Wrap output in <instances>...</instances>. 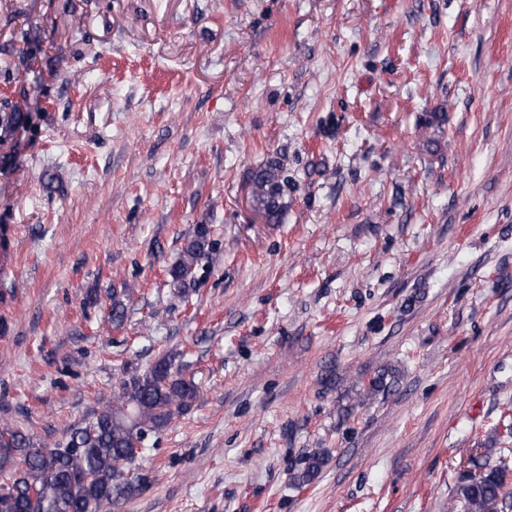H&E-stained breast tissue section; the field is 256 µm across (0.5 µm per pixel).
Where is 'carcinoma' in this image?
I'll use <instances>...</instances> for the list:
<instances>
[{
    "mask_svg": "<svg viewBox=\"0 0 512 512\" xmlns=\"http://www.w3.org/2000/svg\"><path fill=\"white\" fill-rule=\"evenodd\" d=\"M29 119L26 103L0 97V146L13 142ZM283 164L267 160L250 172L252 206L269 224L280 222L283 201ZM215 251L205 224L195 227L181 257L167 269L173 293L187 296L196 288L195 268ZM178 354L161 356L145 371L123 370L113 404L69 428L66 439L52 448L36 447L30 435L0 425V471H13L1 485L8 512H114L148 486V476L131 475L142 449L136 447L150 434L164 431L187 409L196 389L181 377ZM323 450L304 456L301 468L290 473L297 489L313 485L328 464ZM467 512H512V489L506 470L492 467L477 481L462 480L457 488Z\"/></svg>",
    "mask_w": 512,
    "mask_h": 512,
    "instance_id": "1",
    "label": "carcinoma"
}]
</instances>
